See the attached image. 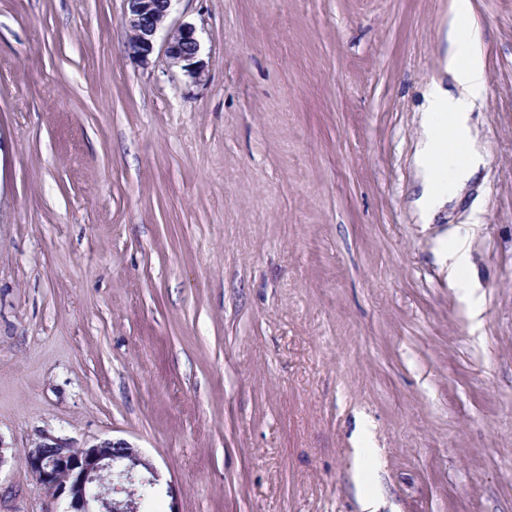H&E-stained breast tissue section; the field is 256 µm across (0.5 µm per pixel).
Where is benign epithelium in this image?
Listing matches in <instances>:
<instances>
[{"label":"benign epithelium","instance_id":"7a95c632","mask_svg":"<svg viewBox=\"0 0 512 512\" xmlns=\"http://www.w3.org/2000/svg\"><path fill=\"white\" fill-rule=\"evenodd\" d=\"M123 19L127 31L125 51L140 63L160 49L169 64L193 82L204 77L201 41L188 22L167 24L178 0H125ZM37 483L54 499L67 502L65 512H131L135 504L115 498L119 485L112 480L118 470L128 481L158 485L155 467L123 441L104 439L92 445L42 433L25 456Z\"/></svg>","mask_w":512,"mask_h":512}]
</instances>
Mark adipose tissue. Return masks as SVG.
<instances>
[{"mask_svg":"<svg viewBox=\"0 0 512 512\" xmlns=\"http://www.w3.org/2000/svg\"><path fill=\"white\" fill-rule=\"evenodd\" d=\"M480 30L470 0H453L448 17V73L451 89L433 87L423 114V137L419 143L421 194L418 199L424 219L460 195L484 164L470 114L486 85V75L477 46Z\"/></svg>","mask_w":512,"mask_h":512,"instance_id":"ef3b65f1","label":"adipose tissue"}]
</instances>
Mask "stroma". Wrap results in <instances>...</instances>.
<instances>
[{
    "label": "stroma",
    "instance_id": "35a3bbf8",
    "mask_svg": "<svg viewBox=\"0 0 512 512\" xmlns=\"http://www.w3.org/2000/svg\"><path fill=\"white\" fill-rule=\"evenodd\" d=\"M451 3L180 0L194 83L125 0H0V512H61L42 430L129 443L158 512H512V0L427 224ZM180 0H125L123 19L127 31L125 51L141 64L148 63L158 44L160 33L165 34L160 52L171 67L180 68L192 82H200L205 68L201 55V41L196 27L188 22L177 26L166 25Z\"/></svg>",
    "mask_w": 512,
    "mask_h": 512
}]
</instances>
